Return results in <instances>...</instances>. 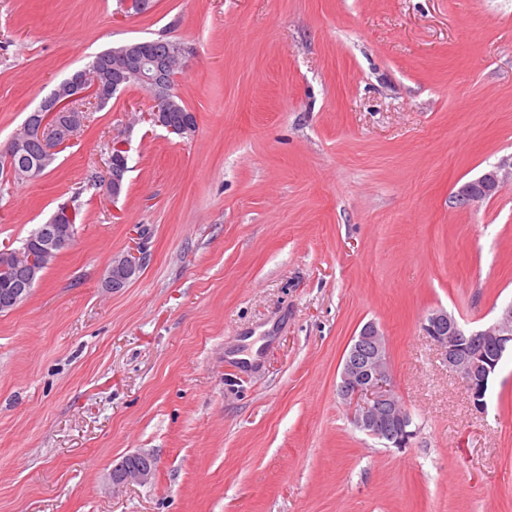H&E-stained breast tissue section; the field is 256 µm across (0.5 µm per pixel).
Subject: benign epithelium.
<instances>
[{
    "instance_id": "1",
    "label": "benign epithelium",
    "mask_w": 512,
    "mask_h": 512,
    "mask_svg": "<svg viewBox=\"0 0 512 512\" xmlns=\"http://www.w3.org/2000/svg\"><path fill=\"white\" fill-rule=\"evenodd\" d=\"M133 59V70L144 81L150 84L160 81L154 65L143 62L142 49H137ZM105 92L106 86L92 76L71 77L67 89L53 94L32 117L33 140L45 152H58L74 140L76 133L58 125L57 116L62 112H84L86 106L100 102ZM511 179L512 155L462 184L455 199L462 205L470 204L476 200V188L495 193ZM141 265L135 253L117 257L112 260L108 280L127 279ZM422 328L442 350L448 371L465 382L473 409L484 412L489 380L501 359L512 353V303L499 311L495 322L473 332L465 331L455 316L444 309L429 313ZM338 395L349 408L351 422L368 435L385 440L387 447L407 448L416 437L412 414L395 389L386 335L376 324H366L354 338L343 363ZM153 472L154 467L147 463L133 465L126 459L113 469V483H145Z\"/></svg>"
}]
</instances>
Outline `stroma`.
<instances>
[{
	"instance_id": "stroma-1",
	"label": "stroma",
	"mask_w": 512,
	"mask_h": 512,
	"mask_svg": "<svg viewBox=\"0 0 512 512\" xmlns=\"http://www.w3.org/2000/svg\"><path fill=\"white\" fill-rule=\"evenodd\" d=\"M158 38L193 136L133 86L0 184V250L80 210L0 313V512H512V357L479 413L422 330L512 303V182L454 198L512 154V0H0V147L92 56ZM115 141L116 198L84 187ZM369 322L419 428L402 450L337 394ZM134 453L153 477L113 485ZM142 265L140 257L135 253L123 255L112 260V270L108 277V282L112 286V280L123 278L127 279L137 273Z\"/></svg>"
}]
</instances>
